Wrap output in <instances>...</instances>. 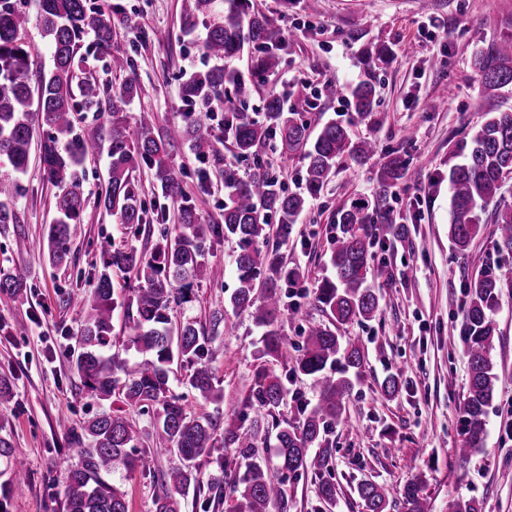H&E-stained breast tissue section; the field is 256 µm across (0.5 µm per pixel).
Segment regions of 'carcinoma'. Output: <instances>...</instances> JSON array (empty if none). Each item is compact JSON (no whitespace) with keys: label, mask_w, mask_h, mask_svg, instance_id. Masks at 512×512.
Here are the masks:
<instances>
[{"label":"carcinoma","mask_w":512,"mask_h":512,"mask_svg":"<svg viewBox=\"0 0 512 512\" xmlns=\"http://www.w3.org/2000/svg\"><path fill=\"white\" fill-rule=\"evenodd\" d=\"M185 32L204 21L203 51L214 61L205 71L183 78L182 99L187 110L180 113L164 137H155L150 119L143 116L135 133H130L126 106L139 95V85L128 75L129 57L112 54V24L105 11L88 0H37V25L48 43L52 65L33 74L29 45L25 38L28 18L16 0H0V224H16V204L27 193L21 175L31 156L34 128H42L40 146L44 179L57 188L53 208L56 218L45 232L49 260L54 266L69 263L71 227L81 221L85 208L84 163L101 151L93 135L75 134V116L98 112L106 101L108 88L95 79L77 81L84 58L81 43L95 38V50L105 58L107 69L125 75L121 89L111 95L108 150L109 178L99 204L115 216L132 237L158 230L159 238L150 255L133 245L116 248L112 240L100 241L102 268L93 289L69 298L82 306L80 349L76 365L87 395L108 400L116 394L130 406L153 414V456H174L178 465L157 475L160 492L154 512H181L190 493L208 488L222 501L224 484L207 478L200 460L212 454L219 424L211 417L187 411L184 397L169 386L175 364L195 366L190 387L202 398L221 397L219 383L210 364L216 360L215 335L224 324V314L212 317V335L196 323L175 322L173 308L191 301L193 288L209 275L205 261L206 241L219 236L236 241L235 270L238 287L230 297L233 308L248 312L263 329V355L277 358L283 346L278 321L285 306L286 290L300 284V272L288 267L281 249L295 232V226L311 200L318 197L336 174L341 160L363 163L377 153L374 141L354 139L346 124L332 120L317 133L303 113L286 108L272 95L263 111L253 116L241 108L283 67L287 40L274 18L252 8L251 0H183ZM257 47L250 76L228 71L224 61L234 58L245 42ZM389 50L380 44L359 49V61L369 74L387 60ZM479 94L488 107L484 120L470 138L455 144L454 154L464 158L448 172L450 213L448 238L459 254H465L480 225H496V249L512 257V205L501 201L503 183L512 178V109L502 111L496 104L512 90V37L493 41L471 57ZM230 84L234 100L224 107L223 135L215 133L206 111L211 96ZM317 96L333 100L345 97L359 122L373 119L378 107L375 86L369 78L345 87L327 79ZM231 141L238 161H253V170L243 173L231 162L224 163L223 223L203 224L195 205L183 191L185 171L172 156L171 147L185 142L195 156L221 160L218 144ZM277 139L290 153L305 162L301 188L290 192L270 174L258 149ZM411 166L405 151L394 149L385 156L376 173V187L369 195L349 196L333 216L336 238L329 256L331 274L314 288V300L323 308L329 323L309 327L290 373L309 377L316 391L313 403L300 401L297 414L280 418L288 388L281 376L262 367L246 398L245 407L272 419L276 430V451L280 470L298 478L311 470L317 476L315 493L322 504L336 503V483L331 478L332 452L325 434L332 425L347 418L346 403L361 380L367 363L363 344L342 340L339 327L374 319L382 295L373 282L384 275L375 263V244L391 245L408 239L409 229L396 223L391 209L392 188L407 177ZM149 171L165 196L178 203V223L168 226L151 219L141 198V187L133 173ZM132 271L136 285L119 298L112 284V269ZM26 277L22 270L0 272V294H23ZM468 300L462 313L460 338L466 346L469 379L459 419L460 440L455 449L464 461L485 448V418L496 395L497 376L491 353L496 327L489 312L504 288H512L490 270L481 269L464 284ZM124 309L132 321L133 335L120 349L112 340V316ZM132 351L135 361L121 357ZM402 380L387 376L381 394L394 398ZM93 446L78 449L79 460L68 471L64 486V512H128L126 492L112 479L118 466L134 468L138 437L125 414L114 411L101 415L83 428ZM254 431L245 429L238 416L224 421V447H234L247 460L243 473L231 482L237 495L236 512H271L285 508L282 483L273 480L263 461L255 456ZM0 458L10 463V481L22 482L18 467L24 461L15 455L9 439L0 435ZM356 492L364 512H386L388 490L376 482H362ZM403 512H427L422 483L404 486Z\"/></svg>","instance_id":"obj_1"}]
</instances>
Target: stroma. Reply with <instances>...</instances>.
I'll return each mask as SVG.
<instances>
[{"instance_id":"35a3bbf8","label":"stroma","mask_w":512,"mask_h":512,"mask_svg":"<svg viewBox=\"0 0 512 512\" xmlns=\"http://www.w3.org/2000/svg\"><path fill=\"white\" fill-rule=\"evenodd\" d=\"M112 22V51L128 55L140 94L129 105V120L148 114L155 135H165L179 120L182 74L206 69L202 61L203 26L182 32L181 0H93ZM255 9L273 17L292 38L284 52L279 76L259 88L247 105L256 112L267 94L283 96L289 107L303 112L312 128L336 119L349 121L348 104L327 101L314 93L319 81L348 85L362 75L357 51L372 42L391 48L389 62L373 72L380 102L370 123L352 124L354 136L372 139L379 153L404 149L413 159L411 175L397 189L392 205L410 227L409 244L376 250V261L386 267L381 311L371 321L341 328L358 338L368 351L362 379L347 404L348 417L330 428L333 448L331 475L337 498L332 512H363L356 493L364 480L386 485L388 512H399L404 486L421 480L429 512H449L457 498L479 500L482 512H512V440L502 426L512 415V288L503 289L492 312L499 334L492 353L498 376L496 398L486 417V449L461 462L455 448L462 395L468 382V357L459 337L458 309L449 296L463 297L468 274L489 269L512 278V259L495 247L494 227L482 225L466 254H457L448 239V171L456 164V142L480 123L477 84L470 59L476 48L512 35V0H252ZM139 19L138 28L125 26V15ZM493 26H485V18ZM436 99L440 107L428 111ZM266 168L288 189H297L303 162L275 141L260 151ZM174 158L186 177L185 193L192 197L204 223L220 221L224 203L221 168L199 164L188 147ZM208 175L206 191L198 189V169ZM108 156L99 153L85 164L86 205L80 224L74 225L68 266L53 267L42 247L53 217L54 187L43 178L39 159H32L22 179L29 191L17 204L18 223L0 232V270L21 268L26 295L0 297V376L12 387L10 399L0 401V435L7 437L16 455L27 464L22 485L10 484L9 466L0 460V499L7 512H62L66 466L77 459L78 448L91 447L89 437L75 439L90 418L122 410L138 432L139 445L149 448L153 415L126 405L114 396L89 399L76 366V337L81 324L79 307L66 303L70 293L89 290L101 266L97 244L110 237L115 244L134 243L151 253L154 235L131 237L97 200L107 186ZM376 161L363 165L342 163L321 195L312 200L296 226L294 238L282 250L288 265L301 268L305 287L326 272L336 233L332 214L344 194H368L376 181ZM26 235L31 246L17 252L14 239ZM236 243L221 237L206 246L211 270L208 280L194 290L178 316L208 326L213 312L223 311L230 329L217 338L224 355L213 365L223 390L220 400L196 397L188 384L190 367H176L175 393L184 395L188 409L198 416L222 419L246 413L245 427H257L256 454L265 459L273 479L275 440L267 434L268 421L245 412V398L254 374L265 365L261 331L251 317L234 311L229 298L237 286L233 263ZM321 308L306 297L299 310L281 318L285 338L274 364L285 374L297 354L306 328L324 321ZM391 374L406 385L392 400L383 399L378 385ZM173 457H147L134 472L116 471L114 478L127 493L129 512H154L159 490L152 475L175 466ZM282 479V478H281Z\"/></svg>"}]
</instances>
